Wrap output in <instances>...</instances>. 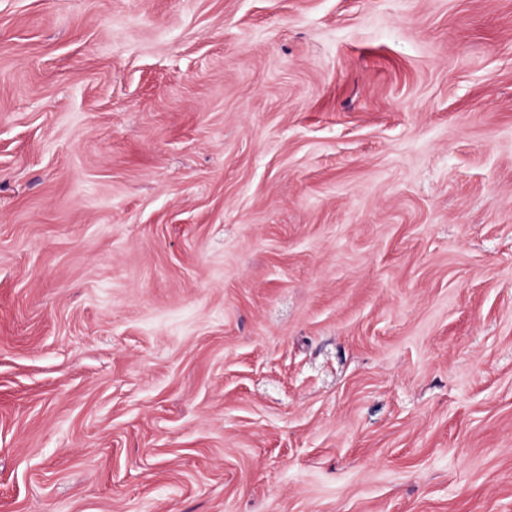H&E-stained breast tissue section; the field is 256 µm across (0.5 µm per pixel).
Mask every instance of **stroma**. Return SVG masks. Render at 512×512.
Listing matches in <instances>:
<instances>
[{
  "instance_id": "1",
  "label": "stroma",
  "mask_w": 512,
  "mask_h": 512,
  "mask_svg": "<svg viewBox=\"0 0 512 512\" xmlns=\"http://www.w3.org/2000/svg\"><path fill=\"white\" fill-rule=\"evenodd\" d=\"M0 512H512V0H0Z\"/></svg>"
}]
</instances>
